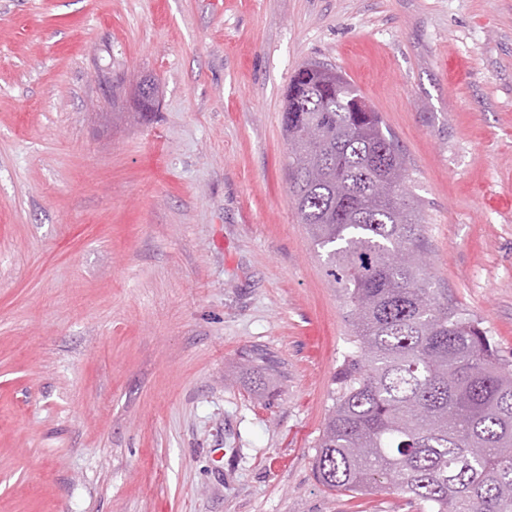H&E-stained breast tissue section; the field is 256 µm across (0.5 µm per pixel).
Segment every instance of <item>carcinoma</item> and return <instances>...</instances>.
<instances>
[{"label": "carcinoma", "mask_w": 512, "mask_h": 512, "mask_svg": "<svg viewBox=\"0 0 512 512\" xmlns=\"http://www.w3.org/2000/svg\"><path fill=\"white\" fill-rule=\"evenodd\" d=\"M314 62L282 113L290 196L343 298L353 340L314 467L341 496L427 512H512V362L433 286L406 157L380 113Z\"/></svg>", "instance_id": "obj_1"}]
</instances>
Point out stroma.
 <instances>
[{"label": "stroma", "mask_w": 512, "mask_h": 512, "mask_svg": "<svg viewBox=\"0 0 512 512\" xmlns=\"http://www.w3.org/2000/svg\"><path fill=\"white\" fill-rule=\"evenodd\" d=\"M310 61L512 361V0H0V512H418L315 475L352 328L289 200Z\"/></svg>", "instance_id": "35a3bbf8"}]
</instances>
